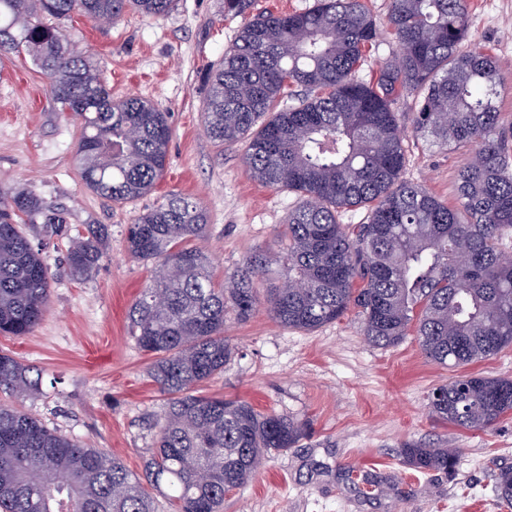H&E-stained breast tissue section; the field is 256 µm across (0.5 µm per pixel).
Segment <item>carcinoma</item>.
<instances>
[{"instance_id": "obj_1", "label": "carcinoma", "mask_w": 512, "mask_h": 512, "mask_svg": "<svg viewBox=\"0 0 512 512\" xmlns=\"http://www.w3.org/2000/svg\"><path fill=\"white\" fill-rule=\"evenodd\" d=\"M175 0H0V58L26 54L48 80L62 112L81 120L76 162L85 186L114 205L149 194L163 179L168 114L139 97L114 98L69 34L48 22L83 14L112 23L133 11L169 13ZM252 0H224L243 19L224 58L206 70L204 130L219 145L245 141L242 161L265 186L301 197L288 213L287 273L260 295L258 253L217 282L195 241L206 233L201 201L171 193L127 228L128 254L162 268L128 310L131 338L154 360L149 373L168 396L149 423L144 471L49 429L0 403V512H154L151 490L166 485L174 512H220L262 461L293 447L301 423L211 396L202 383L224 371L230 311L247 319L264 303L280 325L312 331L354 307L363 335L391 347L412 335L430 361L465 366L512 345V132L498 110L494 56L465 49L468 0H390L397 43L374 82L357 79L377 35L360 0H317L294 13H252ZM417 96L415 131L441 148L468 146L456 205L401 178L403 135L394 102ZM367 207L362 224L343 208ZM45 218L64 231L61 210L32 190L0 200V334H29L48 309V268L23 226ZM105 230L88 224L69 237L76 278L99 265ZM42 373L0 353V390L30 395ZM436 417L483 429L512 411V380L466 375L437 387ZM403 462L419 472L454 470L448 448L407 443ZM512 507V468L496 481Z\"/></svg>"}]
</instances>
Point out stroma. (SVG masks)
<instances>
[{"mask_svg": "<svg viewBox=\"0 0 512 512\" xmlns=\"http://www.w3.org/2000/svg\"><path fill=\"white\" fill-rule=\"evenodd\" d=\"M379 26L356 75L373 81L397 46L387 23L388 0H363ZM471 44L498 60L499 110L512 126V0H468ZM243 23L224 0H177L162 17L126 14L113 24L81 15L66 20L78 51L113 96H135L167 112L171 140L164 179L148 195L115 207L83 184L76 165L79 121L55 108L46 79L27 57L0 61V193L34 190L63 207L67 225H104L105 256L78 280L65 262L66 239L28 226L51 275L50 306L28 335L0 336V351L43 372L40 392L0 402L25 409L49 427L119 457L142 472L149 456L147 425L166 402L148 371L151 356L131 341L126 313L152 275L132 259L125 231L140 214L176 192L201 200L208 215L202 246L216 276L251 254L277 255L276 236L298 202L295 193L251 178L243 144H215L204 132L202 74L216 65ZM393 109L404 134L403 178L441 200L456 198L457 176L472 158L414 133L415 99ZM233 353L204 385L257 410L305 423L294 447L264 460L250 483L224 499L223 512H512L495 491L512 467V413L485 430H464L431 414L433 388L461 374L512 379V346L455 369L431 362L413 338L394 347L370 345L362 318L349 310L312 331L284 327L267 307L245 321L227 317ZM452 448L453 472L404 466V443Z\"/></svg>", "mask_w": 512, "mask_h": 512, "instance_id": "1", "label": "stroma"}]
</instances>
